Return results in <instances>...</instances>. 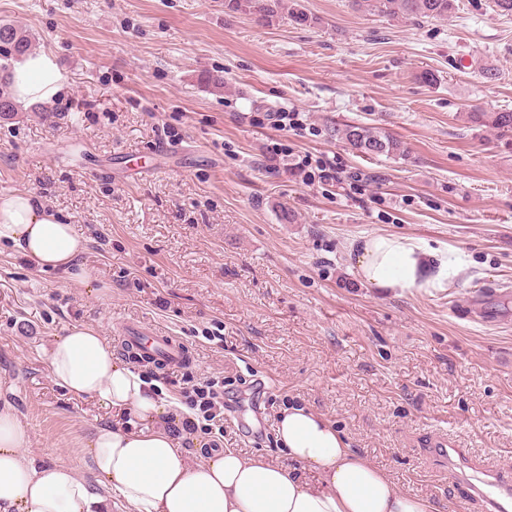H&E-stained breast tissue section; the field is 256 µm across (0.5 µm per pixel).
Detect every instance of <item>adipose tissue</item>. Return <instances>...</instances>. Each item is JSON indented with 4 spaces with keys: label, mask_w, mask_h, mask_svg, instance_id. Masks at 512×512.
Listing matches in <instances>:
<instances>
[{
    "label": "adipose tissue",
    "mask_w": 512,
    "mask_h": 512,
    "mask_svg": "<svg viewBox=\"0 0 512 512\" xmlns=\"http://www.w3.org/2000/svg\"><path fill=\"white\" fill-rule=\"evenodd\" d=\"M63 81L44 53L26 56L12 72L20 102L52 103ZM0 241L76 284L91 280L78 263L83 239L33 194L0 199ZM350 251L360 276L375 288H439L466 265L454 252L393 235L352 242ZM47 368L69 395L134 416L131 428L95 426L86 445L87 467L133 512H440L437 503L400 490L386 471L346 447L333 421L302 407L283 410L276 429L287 463L231 449L191 462L187 407L159 397L140 372L119 362L96 325L58 337ZM28 446L27 428L0 403V512H103V497L76 467L36 463ZM307 470L316 483L304 480Z\"/></svg>",
    "instance_id": "adipose-tissue-1"
}]
</instances>
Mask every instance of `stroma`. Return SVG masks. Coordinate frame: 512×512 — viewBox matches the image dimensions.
<instances>
[{
	"mask_svg": "<svg viewBox=\"0 0 512 512\" xmlns=\"http://www.w3.org/2000/svg\"><path fill=\"white\" fill-rule=\"evenodd\" d=\"M458 2L413 22L302 0L312 25L260 26L225 0H0V21L29 30L66 80L47 110L0 118V197L59 212L91 274L78 286L0 243V402L37 461L83 467L90 425L115 419L47 373L56 337L93 323L165 395L182 398L185 377L223 381L225 448L284 461L279 413L304 406L403 491L487 512L436 444L512 475V144L461 119L512 109V17ZM423 70L437 83H419ZM278 110L311 131L250 121ZM353 122L386 128L408 156L370 159L331 137ZM273 139L372 181L304 185L265 158ZM377 234L469 265L442 288L371 287L347 251ZM127 321L182 337L189 363L135 358Z\"/></svg>",
	"mask_w": 512,
	"mask_h": 512,
	"instance_id": "obj_1",
	"label": "stroma"
}]
</instances>
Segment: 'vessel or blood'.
<instances>
[{"instance_id": "obj_1", "label": "vessel or blood", "mask_w": 512, "mask_h": 512, "mask_svg": "<svg viewBox=\"0 0 512 512\" xmlns=\"http://www.w3.org/2000/svg\"><path fill=\"white\" fill-rule=\"evenodd\" d=\"M123 334L130 350L138 352L141 358L153 359L163 366H179L189 356L188 347L180 337L135 323L125 324ZM437 452L467 491L485 502L488 512H512V477L491 467L470 466L458 449L449 447L447 441H440Z\"/></svg>"}]
</instances>
